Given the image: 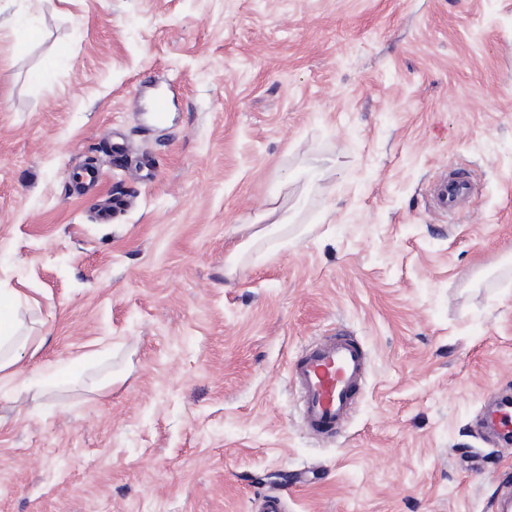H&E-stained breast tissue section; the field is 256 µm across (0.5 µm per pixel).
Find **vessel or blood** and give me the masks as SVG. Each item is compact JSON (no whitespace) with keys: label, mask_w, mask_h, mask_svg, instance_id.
<instances>
[{"label":"vessel or blood","mask_w":512,"mask_h":512,"mask_svg":"<svg viewBox=\"0 0 512 512\" xmlns=\"http://www.w3.org/2000/svg\"><path fill=\"white\" fill-rule=\"evenodd\" d=\"M475 186L462 170L449 172L431 193L435 207L452 213ZM368 358L346 330H337L300 355L290 368V382L305 432L316 439L339 436L367 382Z\"/></svg>","instance_id":"b4317fda"}]
</instances>
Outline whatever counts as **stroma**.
<instances>
[{
	"label": "stroma",
	"mask_w": 512,
	"mask_h": 512,
	"mask_svg": "<svg viewBox=\"0 0 512 512\" xmlns=\"http://www.w3.org/2000/svg\"><path fill=\"white\" fill-rule=\"evenodd\" d=\"M0 286V512H497L512 0H0ZM339 325L368 383L320 441L289 368ZM475 190L470 176L462 170L448 173V177L441 180L431 193L432 204L448 213L456 210L457 202L464 196L472 195ZM20 302L13 292L0 291V372L16 366L18 352L29 339L22 321L16 315Z\"/></svg>",
	"instance_id": "35a3bbf8"
}]
</instances>
